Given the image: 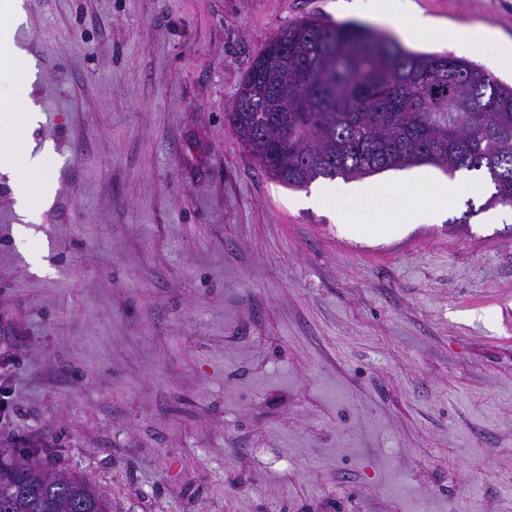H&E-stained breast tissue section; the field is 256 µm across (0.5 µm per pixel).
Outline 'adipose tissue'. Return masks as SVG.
Masks as SVG:
<instances>
[{
    "mask_svg": "<svg viewBox=\"0 0 512 512\" xmlns=\"http://www.w3.org/2000/svg\"><path fill=\"white\" fill-rule=\"evenodd\" d=\"M366 8L371 17L393 26L407 41L421 39L434 31L457 48L473 53L489 37L488 31L483 29L436 27L430 17L411 7L410 0H368ZM404 191L410 192L418 200L419 205L415 209L417 217L431 221L447 200L451 188L446 183L428 178L402 175L389 182L347 186L338 192L323 187L311 196L309 203L336 210L347 224H382L396 205L398 194Z\"/></svg>",
    "mask_w": 512,
    "mask_h": 512,
    "instance_id": "ef3b65f1",
    "label": "adipose tissue"
}]
</instances>
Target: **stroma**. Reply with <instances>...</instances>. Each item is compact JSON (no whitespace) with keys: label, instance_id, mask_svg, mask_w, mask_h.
Instances as JSON below:
<instances>
[{"label":"stroma","instance_id":"obj_1","mask_svg":"<svg viewBox=\"0 0 512 512\" xmlns=\"http://www.w3.org/2000/svg\"><path fill=\"white\" fill-rule=\"evenodd\" d=\"M488 27L512 0H411ZM45 203L0 174V453L114 512H512V208L348 234L224 121L251 56L351 0H22ZM35 235L19 242L16 228Z\"/></svg>","mask_w":512,"mask_h":512}]
</instances>
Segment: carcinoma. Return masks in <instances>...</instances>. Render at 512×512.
Returning a JSON list of instances; mask_svg holds the SVG:
<instances>
[{"label":"carcinoma","instance_id":"1","mask_svg":"<svg viewBox=\"0 0 512 512\" xmlns=\"http://www.w3.org/2000/svg\"><path fill=\"white\" fill-rule=\"evenodd\" d=\"M256 168L289 188L432 165L484 175L512 207V86L485 67L388 34L304 17L252 56L230 111ZM0 512H111L82 478L0 455Z\"/></svg>","mask_w":512,"mask_h":512}]
</instances>
